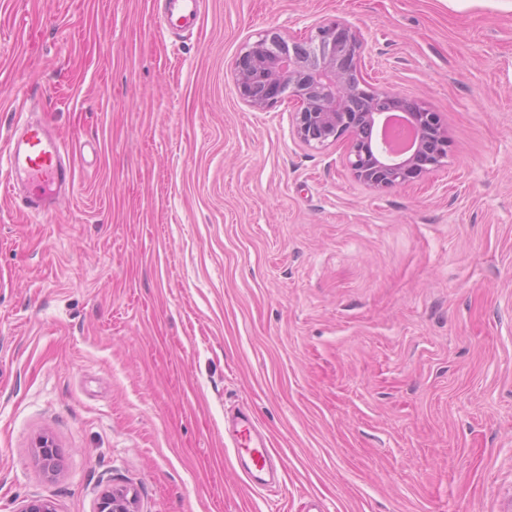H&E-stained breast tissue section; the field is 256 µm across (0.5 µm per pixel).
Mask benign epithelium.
Segmentation results:
<instances>
[{
    "label": "benign epithelium",
    "instance_id": "obj_1",
    "mask_svg": "<svg viewBox=\"0 0 512 512\" xmlns=\"http://www.w3.org/2000/svg\"><path fill=\"white\" fill-rule=\"evenodd\" d=\"M363 40L353 26L331 21L315 27L304 39L266 31L239 50L234 64L235 86L249 108L265 112L285 96L296 99L292 113L294 139L322 149L348 139L346 165L356 181L371 189L410 182L445 165L448 131L441 117L422 103L399 93L367 86L360 77ZM397 109L415 131L413 148L390 153L373 141L371 128L386 124ZM36 459L54 476L59 470L57 445L43 434L36 438ZM18 512H58L53 501L27 500ZM96 512H140L136 491L127 486L105 488Z\"/></svg>",
    "mask_w": 512,
    "mask_h": 512
}]
</instances>
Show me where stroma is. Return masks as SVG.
Returning a JSON list of instances; mask_svg holds the SVG:
<instances>
[{"instance_id":"35a3bbf8","label":"stroma","mask_w":512,"mask_h":512,"mask_svg":"<svg viewBox=\"0 0 512 512\" xmlns=\"http://www.w3.org/2000/svg\"><path fill=\"white\" fill-rule=\"evenodd\" d=\"M159 8L0 0V153L42 116L76 176L49 216L0 194V512L112 484L142 512H512V0H205L177 37ZM332 20L441 116L444 167L372 190L345 140H294L293 99L243 104L246 40ZM232 443L233 456L241 463L243 474L250 485L265 489L261 474L270 469L272 448L269 441L262 437L256 426L249 420L228 430ZM34 448H37L36 459L40 462L44 471L50 476H55L59 470L57 445L54 439L43 434L36 438Z\"/></svg>"}]
</instances>
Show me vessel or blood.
<instances>
[{
  "label": "vessel or blood",
  "instance_id": "vessel-or-blood-1",
  "mask_svg": "<svg viewBox=\"0 0 512 512\" xmlns=\"http://www.w3.org/2000/svg\"><path fill=\"white\" fill-rule=\"evenodd\" d=\"M201 0H166L159 15L160 25L167 31L179 33L193 30L200 18ZM64 148L50 129L40 122L26 123L20 136L14 139L6 154L9 174L13 179L25 180L28 195L27 208L38 214H49L55 209V199L47 194V185L65 187L75 181L73 164L64 162ZM233 455L241 463L246 480L253 487H261L262 473L270 468L272 448L251 421L233 426L228 432Z\"/></svg>",
  "mask_w": 512,
  "mask_h": 512
}]
</instances>
